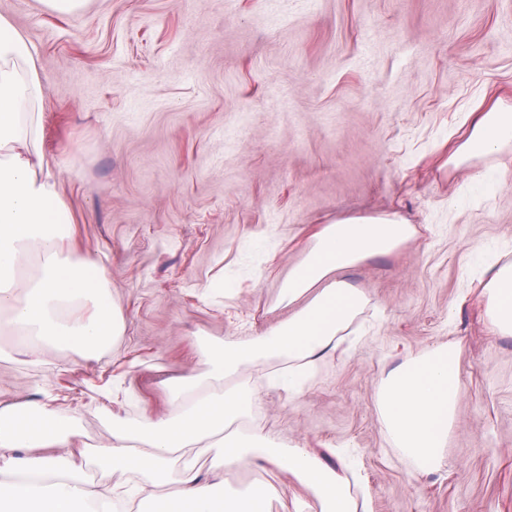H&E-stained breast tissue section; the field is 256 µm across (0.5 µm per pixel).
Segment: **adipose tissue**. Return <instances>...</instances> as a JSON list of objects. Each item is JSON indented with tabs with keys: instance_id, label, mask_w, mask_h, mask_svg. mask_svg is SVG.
<instances>
[{
	"instance_id": "1",
	"label": "adipose tissue",
	"mask_w": 512,
	"mask_h": 512,
	"mask_svg": "<svg viewBox=\"0 0 512 512\" xmlns=\"http://www.w3.org/2000/svg\"><path fill=\"white\" fill-rule=\"evenodd\" d=\"M43 85L29 47L0 17V330L32 337L28 352L48 345L94 350L120 329V314L104 286L109 270L94 257L63 256L59 243L70 213L58 193V177L46 167L39 104ZM469 131L449 149L447 162L461 166L512 150V113L492 107L468 113ZM416 233L390 217H350L325 225L307 257L288 274L280 301L308 303L288 321L247 343L211 350L210 375L225 382L204 391L192 376L174 388L177 412L141 430L114 422L107 443L94 449L96 462L145 482L94 484L70 449L77 434L70 415L34 402L0 406V512H110L123 501L146 512H264L261 489L227 493L224 472L261 461L288 472L322 505V512H357L346 479L308 449L278 442L249 426L259 391L244 382L251 367L278 358L288 369L273 381L291 395L303 391L309 370L368 305L365 292L337 279L336 271L398 250ZM43 259L40 273L24 277L32 252ZM98 309L85 319L61 313L89 297ZM479 299L495 334L512 335V261L495 262ZM461 391L456 348L443 344L404 363L382 381L378 404L388 433L417 468L440 470ZM213 478L182 456L211 448Z\"/></svg>"
}]
</instances>
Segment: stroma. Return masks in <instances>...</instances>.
Segmentation results:
<instances>
[{
  "label": "stroma",
  "mask_w": 512,
  "mask_h": 512,
  "mask_svg": "<svg viewBox=\"0 0 512 512\" xmlns=\"http://www.w3.org/2000/svg\"><path fill=\"white\" fill-rule=\"evenodd\" d=\"M44 86L45 164L73 220L65 252L110 272L123 317L96 352L31 361L0 334V404L74 415L71 449L116 419L176 413L173 388L206 377L205 349L290 317L280 304L311 235L341 217L391 215L417 236L338 271L371 306L364 333L319 360L295 396L264 389L251 425L328 467L340 452L368 512H512V336L478 301L512 255V153L441 166L467 112L512 106V0H87L62 17L0 0ZM459 343L462 391L443 468L419 471L377 396L418 354ZM271 488L268 512L317 499L259 464L231 489Z\"/></svg>",
  "instance_id": "stroma-1"
}]
</instances>
